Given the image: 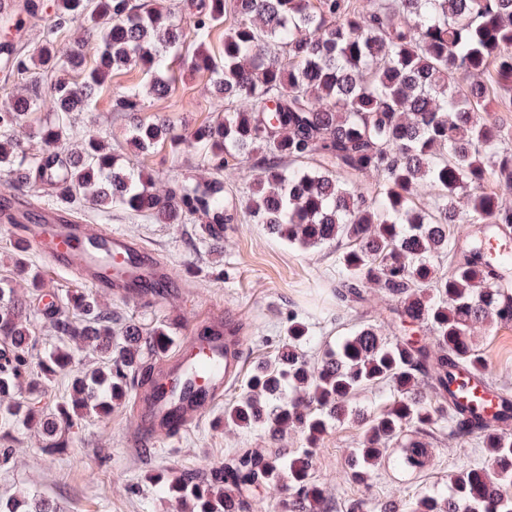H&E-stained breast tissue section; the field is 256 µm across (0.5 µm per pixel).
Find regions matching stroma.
Listing matches in <instances>:
<instances>
[{
	"label": "stroma",
	"instance_id": "obj_1",
	"mask_svg": "<svg viewBox=\"0 0 512 512\" xmlns=\"http://www.w3.org/2000/svg\"><path fill=\"white\" fill-rule=\"evenodd\" d=\"M185 50L170 52L173 78L165 97L147 92L142 73L126 68L114 73L110 85L100 91L89 111L76 116L73 139L60 149L76 148L86 127L104 130L117 156L119 167L141 170L157 182L178 176L204 175L208 160L195 149L174 153L157 146L142 153L130 141L129 123L112 110V97L133 92L139 95L146 115L168 117L179 133L187 135L201 123L223 115L212 96V77L184 65ZM85 220L128 235L135 243L154 250L171 270L177 288L173 300L180 320L173 331L175 345H184L194 325L202 324L210 310L224 307L244 310L247 322L245 357L247 368L273 362L288 328L289 314L303 317L314 336L303 351L318 362L325 344L335 342L361 320L387 316L389 301L375 288H365L364 301L337 311L330 285L336 275V251H306L268 234L258 224H228L220 241L208 239L199 221L159 224L120 209L86 211ZM13 246L0 238V286L13 287L25 301L37 353L58 343L56 333L32 297L26 282L14 267ZM101 307L143 330L169 324L163 305L143 307L119 296L97 294ZM474 340L489 371L500 386L512 390V320L477 326ZM72 371L97 367L99 353L77 344L73 347ZM72 371L52 377L40 395V405L52 409L67 399ZM223 407L207 413L186 431L176 444H160L144 453L135 452L128 436L135 424L133 398L104 419L88 416L67 430L64 456L42 455L45 437L38 425L23 427L0 420V448L9 449L7 462H0V499H42L54 512H181L150 482V474L201 471L218 466L250 448L266 452L270 442L256 430L220 425ZM361 441V426L354 421L330 427L315 451L313 479L322 485L324 512H380L387 502H405L447 485L450 473L486 459L484 449L448 434L446 419H438L429 437L431 456L427 465L413 474H398L379 466L367 483L345 479L343 473L352 448Z\"/></svg>",
	"mask_w": 512,
	"mask_h": 512
}]
</instances>
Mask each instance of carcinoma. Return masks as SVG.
I'll return each instance as SVG.
<instances>
[{
  "label": "carcinoma",
  "mask_w": 512,
  "mask_h": 512,
  "mask_svg": "<svg viewBox=\"0 0 512 512\" xmlns=\"http://www.w3.org/2000/svg\"><path fill=\"white\" fill-rule=\"evenodd\" d=\"M40 42L0 38V71L38 76L27 93L0 109V167L18 166L21 184L53 189L62 202L97 210L120 208L162 224L199 217L211 239L237 220L227 202L224 168L246 165L247 223L302 249L336 243L333 294L336 308L363 299L371 285L389 301L387 324L401 332L382 335L381 324L361 321L329 346L310 367L301 347L312 340L308 323L288 319V343L272 365L257 369L247 391L224 409V424L262 430L273 443L298 429L305 448L292 455L246 452L200 474L149 476L190 512H246L244 491L288 477L295 512H320L324 490L311 477V449L330 425L349 418L363 424L362 439L345 476L366 482L375 466L416 470L427 458L428 430L445 395L455 400L452 435L486 449L490 467L452 472L444 488L383 512H512V434L476 430L480 400L451 390L459 372L487 371L472 329L495 318L512 319V255L490 254L481 236L512 224V147L494 112H512V0H196L192 28L174 13L147 9L135 0H53ZM44 10L23 0L13 23ZM224 47L207 48L214 28ZM75 26L83 37L64 47L58 35ZM194 46L192 67L217 75L215 98L224 117L183 137L167 118L139 115L134 94H117L112 111L133 119L132 140L147 153L168 144L175 153L194 148L209 157L207 176L172 177L164 189L117 167L104 133L88 128L78 150L63 155L74 114L90 105L119 67L143 70L156 96L171 89L167 53ZM96 46L93 54L85 51ZM50 86L52 117L27 130L40 143L19 139L24 119L41 107L40 87ZM499 189L486 190L491 174ZM373 177L370 185L362 178ZM433 202L421 208L423 188ZM456 224H476L466 244ZM15 268L34 289L39 274L17 252ZM49 320L60 336L37 358L30 323L15 289L0 287V418L35 423L46 436L40 452H67L61 428L88 415H108L130 388L129 373L150 377L143 350L168 349L170 327L145 333L117 318L80 289L51 296ZM424 328L431 341L408 332ZM79 341L101 354L102 365L75 374L70 399L47 414L38 408L46 381L73 363L68 347ZM37 359L36 367L31 360ZM387 384L393 396L377 413L350 406L361 389ZM401 443V456L390 445ZM0 512H48L35 502L0 500Z\"/></svg>",
  "instance_id": "cac0c4a2"
}]
</instances>
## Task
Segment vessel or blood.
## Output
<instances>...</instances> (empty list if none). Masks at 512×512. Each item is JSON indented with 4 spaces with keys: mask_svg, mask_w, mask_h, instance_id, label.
<instances>
[{
    "mask_svg": "<svg viewBox=\"0 0 512 512\" xmlns=\"http://www.w3.org/2000/svg\"><path fill=\"white\" fill-rule=\"evenodd\" d=\"M0 230L13 244L41 255L51 267L73 271L82 283L101 291L140 305L156 304L173 294L174 277L151 250L123 233L65 221L54 208L31 210L22 223H5ZM244 368L242 340L192 336L176 358L162 365L172 396L151 400L136 395L135 438L148 446L179 438L223 402ZM483 398V427L490 433L500 427L501 414L512 406V394L487 391Z\"/></svg>",
    "mask_w": 512,
    "mask_h": 512,
    "instance_id": "obj_1",
    "label": "vessel or blood"
}]
</instances>
